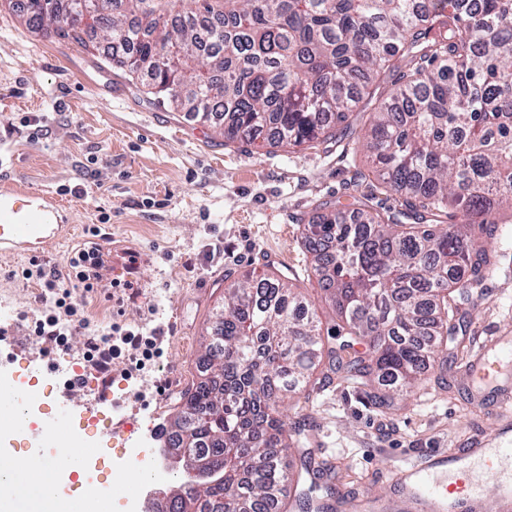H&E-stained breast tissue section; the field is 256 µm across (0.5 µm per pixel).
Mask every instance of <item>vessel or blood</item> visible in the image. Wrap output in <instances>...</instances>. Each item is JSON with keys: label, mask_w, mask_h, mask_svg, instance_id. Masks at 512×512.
Here are the masks:
<instances>
[{"label": "vessel or blood", "mask_w": 512, "mask_h": 512, "mask_svg": "<svg viewBox=\"0 0 512 512\" xmlns=\"http://www.w3.org/2000/svg\"><path fill=\"white\" fill-rule=\"evenodd\" d=\"M66 230L59 212L39 195L22 188L0 190V251L42 252ZM500 342L494 330L476 341L468 360L460 367L469 378L484 380L496 375L501 364L493 351ZM26 410L23 396L9 383H0V411L22 420ZM467 457L497 477V512H512V440L502 433L463 449L461 455L433 450L419 465L396 474L400 493L390 499L356 496L346 501L347 512H486L480 489L457 466Z\"/></svg>", "instance_id": "1"}]
</instances>
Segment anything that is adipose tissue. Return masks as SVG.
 Here are the masks:
<instances>
[{
	"label": "adipose tissue",
	"instance_id": "adipose-tissue-1",
	"mask_svg": "<svg viewBox=\"0 0 512 512\" xmlns=\"http://www.w3.org/2000/svg\"><path fill=\"white\" fill-rule=\"evenodd\" d=\"M0 484L5 485L7 497L0 502V512H80L78 503H62L55 488L57 474L53 469L31 471L20 459L0 458Z\"/></svg>",
	"mask_w": 512,
	"mask_h": 512
}]
</instances>
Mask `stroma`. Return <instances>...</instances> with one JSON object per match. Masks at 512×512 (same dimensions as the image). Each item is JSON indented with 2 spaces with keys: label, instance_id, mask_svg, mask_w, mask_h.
Wrapping results in <instances>:
<instances>
[{
  "label": "stroma",
  "instance_id": "35a3bbf8",
  "mask_svg": "<svg viewBox=\"0 0 512 512\" xmlns=\"http://www.w3.org/2000/svg\"><path fill=\"white\" fill-rule=\"evenodd\" d=\"M361 135L354 129L340 156L225 146L213 127L158 104L146 87L83 47L32 33L0 0V186L54 198L69 226L45 252L0 256V359L49 384L83 360L89 338L111 324L156 342L148 365L122 355L111 376L87 369L80 389L52 396L28 430L15 432L12 453L45 455L36 434L67 399L98 416L94 431L112 448L121 445L111 435L113 418L128 417L144 431L169 424L198 374L201 343L228 284L265 271L269 256L288 278L304 277L303 224L331 209L351 216L354 196L366 189L355 177L366 166L355 145ZM94 225L107 255L102 277L84 296L81 319L70 323L66 353L51 361L29 329L43 313V290L24 272L36 261L63 263ZM130 252L139 256L133 272ZM458 317L445 354L426 365L409 395L336 378L285 401L286 426L304 429L287 456L294 495L317 505L342 495L391 497L395 469L428 450L455 451L497 432L499 419L475 405L478 389L457 369L483 325L512 335V278L476 289L459 302ZM139 368L146 373L143 401L100 399L99 388L120 393L123 374ZM379 396L386 406L376 404ZM309 458L331 475V491L316 489L314 475L301 470Z\"/></svg>",
  "mask_w": 512,
  "mask_h": 512
}]
</instances>
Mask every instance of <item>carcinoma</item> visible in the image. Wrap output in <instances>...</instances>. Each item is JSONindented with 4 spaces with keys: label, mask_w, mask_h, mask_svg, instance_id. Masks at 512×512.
I'll use <instances>...</instances> for the list:
<instances>
[{
    "label": "carcinoma",
    "mask_w": 512,
    "mask_h": 512,
    "mask_svg": "<svg viewBox=\"0 0 512 512\" xmlns=\"http://www.w3.org/2000/svg\"><path fill=\"white\" fill-rule=\"evenodd\" d=\"M15 0L26 28L97 48L177 112L212 124L224 144L318 151L365 117L369 191L356 218L303 227L325 310L273 271L224 289L206 345L166 432L206 463L197 492L171 512H273L288 480L281 449L301 428L278 416L310 370L351 385L412 387L457 327V298L512 260V0ZM411 66L396 95L383 75ZM393 193L400 208L379 196Z\"/></svg>",
    "instance_id": "obj_1"
}]
</instances>
